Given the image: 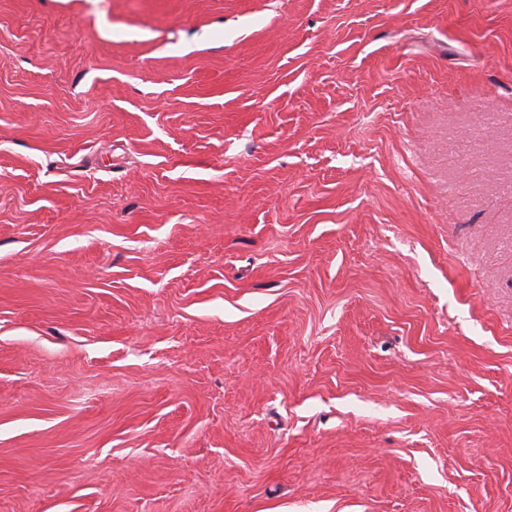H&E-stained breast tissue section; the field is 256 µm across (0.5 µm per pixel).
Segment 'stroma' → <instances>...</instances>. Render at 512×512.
Returning a JSON list of instances; mask_svg holds the SVG:
<instances>
[{"label":"stroma","mask_w":512,"mask_h":512,"mask_svg":"<svg viewBox=\"0 0 512 512\" xmlns=\"http://www.w3.org/2000/svg\"><path fill=\"white\" fill-rule=\"evenodd\" d=\"M0 512H512V0H0Z\"/></svg>","instance_id":"obj_1"}]
</instances>
